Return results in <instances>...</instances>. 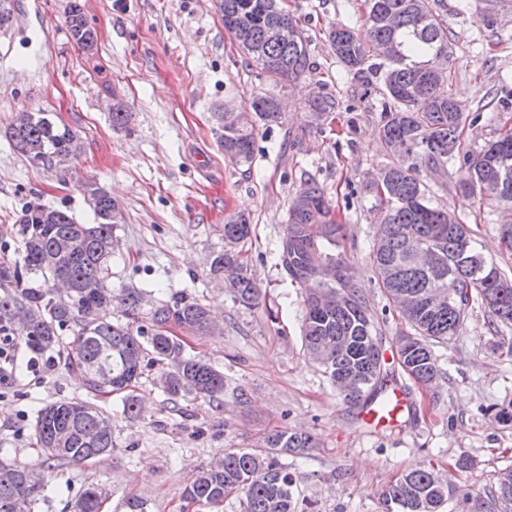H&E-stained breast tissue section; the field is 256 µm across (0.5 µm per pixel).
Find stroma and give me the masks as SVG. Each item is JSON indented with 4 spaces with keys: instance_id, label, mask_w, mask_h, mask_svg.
<instances>
[{
    "instance_id": "stroma-1",
    "label": "stroma",
    "mask_w": 512,
    "mask_h": 512,
    "mask_svg": "<svg viewBox=\"0 0 512 512\" xmlns=\"http://www.w3.org/2000/svg\"><path fill=\"white\" fill-rule=\"evenodd\" d=\"M69 0H13L11 28L0 31V255L21 256V207L30 201L94 221L84 189L106 190L123 213L107 284L142 291L143 308L181 291L199 295L217 327L184 336L185 352L224 375L214 399L188 394L169 400L145 370L133 394L138 417L122 413L116 395L89 396L77 373L55 358L40 374L17 373L0 386V461L38 462L33 426L39 409L67 399H92L112 422L110 452L47 469L32 512H70L88 485L103 494L102 512H125L126 499L146 500L148 512H242L241 493L218 504L187 502L195 472L225 451L262 448L272 430L312 435L315 448L281 461L295 480L299 508L313 512H400L383 492L424 463L439 471L457 456L472 469L451 471L461 492L478 494L500 469L512 467V422L497 418L512 406V330L494 329L483 308L468 310L458 336L433 352L439 376L425 388L402 372L411 406L400 433L360 418L308 358L302 346L305 291L283 272L277 245L288 206L305 178L323 185L343 224L339 251L374 317V336L386 354L406 322L373 281L369 245L376 231L374 199L365 186L387 158L378 144L379 92L354 100L324 32L354 25L365 0H282L309 42L313 70L281 90V120L260 126L252 163L237 165L217 141L214 115L225 104L244 107L273 83L224 30L216 0H83L97 33L93 51L80 49L65 24ZM451 78L448 87L479 121L463 120V150L478 153L512 129V0H446ZM342 109L314 122V94ZM130 114L112 125L110 107ZM53 112L78 136L81 152L48 172L14 148L9 128L18 112ZM356 133H349V124ZM432 204L456 209L483 256L512 276L503 246L501 206L463 200L458 172L424 174ZM249 214L252 235L243 252L261 290L258 303H238L210 275L224 248V224Z\"/></svg>"
}]
</instances>
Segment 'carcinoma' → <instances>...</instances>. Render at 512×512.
Instances as JSON below:
<instances>
[{
  "label": "carcinoma",
  "mask_w": 512,
  "mask_h": 512,
  "mask_svg": "<svg viewBox=\"0 0 512 512\" xmlns=\"http://www.w3.org/2000/svg\"><path fill=\"white\" fill-rule=\"evenodd\" d=\"M366 11L355 26L327 31L336 58L356 87L376 86L382 95L378 136L389 158L377 178L366 186L375 199L376 231L369 259L378 287L408 321L410 330L396 341L398 363L416 382L427 386L438 375L432 345L450 341L463 325L468 309L478 304L494 327L512 328V277L488 265L477 252L467 228L453 209L431 205L421 172H448L457 167L464 198L491 201L512 208V131L489 142L478 154L461 153L459 126L465 106L448 90L449 42L447 8L429 0H365ZM224 31L256 67L280 88L310 70L308 43L280 0H219ZM71 40L92 50L97 36L71 0L66 16ZM296 29L286 40L274 29ZM388 43L393 54L383 57L377 47ZM315 119L328 117L339 102L319 96L309 103ZM250 120L232 126L224 113H214L219 146L236 163H250L255 152V129L276 123L282 112L277 94L266 92L243 108ZM14 147L32 165L56 168L59 155H77L75 132L59 124L50 112L37 111L19 129L10 128ZM94 223L80 224L67 211L36 201L18 215L23 225L19 260L0 259V328L22 337L34 354L45 352L69 337L67 368L79 373L88 392L121 394L123 413L139 415L140 407L128 390L146 368L145 351L153 361L168 363L159 382L172 399L184 393L214 398L224 391V375L196 356L183 355L174 329L202 334L209 329L206 306L183 291L141 312V292L127 288L115 295L106 284L112 257L114 228L123 221L118 205L107 193L88 189ZM343 225L325 188L304 180L292 200L281 238L279 260L292 281L307 289L302 341L307 355L318 362L348 403H372L387 377L381 348L373 336L372 316L360 288L352 283L344 259L334 252ZM249 216L236 214L224 224V251L210 271L228 281L237 301L251 307L260 289L237 249L250 236ZM324 263L336 268V279L317 281L314 269ZM68 279L73 295L57 297L46 288L55 276ZM469 284V295L452 305L428 306V296L456 284ZM120 300L127 322L107 321L102 311ZM41 461L36 464L0 462V512L13 499L30 501L41 492L40 469L54 464L88 461L112 449V424L86 400L61 401L41 408L34 424ZM315 447L305 433L277 430L257 451H227L211 461L185 488L195 502L219 503L234 491L243 493L244 512H296L294 478L280 462L282 454L299 455ZM458 496L434 466L422 465L404 473L384 493L385 502L402 512H436ZM102 493L86 487L73 504L74 512H100ZM478 509L468 512H512V469L496 474Z\"/></svg>",
  "instance_id": "cac0c4a2"
}]
</instances>
